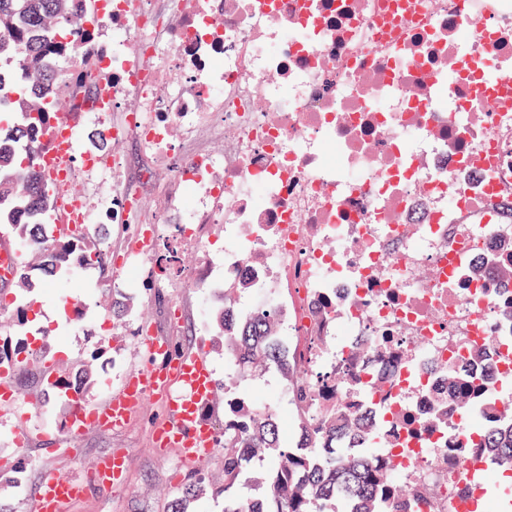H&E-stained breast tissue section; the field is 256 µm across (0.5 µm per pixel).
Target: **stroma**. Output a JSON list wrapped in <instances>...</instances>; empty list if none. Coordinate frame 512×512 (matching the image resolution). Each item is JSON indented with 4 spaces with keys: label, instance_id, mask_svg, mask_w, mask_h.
Returning a JSON list of instances; mask_svg holds the SVG:
<instances>
[{
    "label": "stroma",
    "instance_id": "35a3bbf8",
    "mask_svg": "<svg viewBox=\"0 0 512 512\" xmlns=\"http://www.w3.org/2000/svg\"><path fill=\"white\" fill-rule=\"evenodd\" d=\"M82 285L70 287L68 280L58 282L55 290L36 287L33 298L42 325H51L55 334L49 340L50 359L75 361L89 354L97 342L109 340L110 346L97 362L98 385L91 398L104 402L120 385V373L143 367L147 363L141 338L155 332L164 321L167 301L142 291L135 295L137 312L124 319L112 315L113 295L103 273L91 265L81 272ZM186 332L176 340L179 351L205 353L215 368L216 381H223L224 353L214 327L196 331V314L192 289H182ZM81 317H74V310ZM17 414L50 417L54 430L31 433L26 445L43 462L44 469L65 475L82 473L96 458L120 449L130 459V468L123 485L100 487L89 485L85 495L69 507V512H169L170 501L191 470L203 477L199 495L187 498L185 512H224V450L214 454L197 468L177 467V451L170 448L158 452L153 441L156 424L164 422L167 413L155 395H148L139 414L121 428H93L69 447L59 446L56 431L68 426L70 409L63 397L47 392L35 378L20 382L15 403ZM19 450L0 445V507L5 512H33L34 498L41 481L40 473L28 478L26 494H19L12 479V470Z\"/></svg>",
    "mask_w": 512,
    "mask_h": 512
}]
</instances>
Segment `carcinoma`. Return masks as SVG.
<instances>
[{
    "label": "carcinoma",
    "mask_w": 512,
    "mask_h": 512,
    "mask_svg": "<svg viewBox=\"0 0 512 512\" xmlns=\"http://www.w3.org/2000/svg\"><path fill=\"white\" fill-rule=\"evenodd\" d=\"M81 29L71 15V0H0V62L15 64L21 72L22 84L15 85L11 100L0 96V112H19V126L0 127V137L19 134L13 147L0 146V224H7L21 243H31L32 260L18 265L11 286L26 296L31 288V272L39 270L47 280H54L70 269L73 256L83 264H101L103 253L96 244L82 238L49 236L45 217L53 212V197L46 191L37 169L34 147L20 133L29 126L42 125L54 117L53 104L29 96L32 82L62 83L55 70H40L39 63L47 55L66 60L74 47L65 42L67 31ZM224 352L242 365L258 373L278 368L283 353L269 342L278 321L272 314L240 313L231 299L214 312ZM99 344L90 358L61 371L51 383L55 388L72 390L83 399L94 390V361L103 352ZM32 357L29 338L13 345L0 346V365L24 368ZM457 386L456 403L460 411L475 403L495 406L496 390L479 377L462 376L452 380ZM340 427L365 432L363 424L347 411L322 415L321 428L327 434ZM479 450L507 467H512V419L489 428L478 443ZM252 461H271L275 466L254 486H265L264 493L240 497L224 512H391L390 499L405 489L390 481L388 470L377 465L368 455L346 448L336 449L333 456L322 451L319 439L302 431L299 447L282 445L276 417L269 411L251 408L233 410L224 420V492L235 488L250 489L241 480L246 465Z\"/></svg>",
    "instance_id": "1"
}]
</instances>
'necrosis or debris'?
<instances>
[{
    "label": "necrosis or debris",
    "instance_id": "1",
    "mask_svg": "<svg viewBox=\"0 0 512 512\" xmlns=\"http://www.w3.org/2000/svg\"><path fill=\"white\" fill-rule=\"evenodd\" d=\"M110 47L79 45L58 117L85 143L43 183L64 234L134 225L115 283L180 251L172 287L206 326L247 288L292 377L287 406L333 448H366L411 493L392 512H464L487 412L448 377L512 379V0H73ZM223 141V151L212 148ZM149 162L127 184L126 143ZM96 180L108 214L74 191ZM224 227L223 243L208 225ZM309 394L306 409L293 401ZM340 427L352 428L364 433L363 424L358 421L349 411H337L322 415L321 428L327 434H336V429Z\"/></svg>",
    "mask_w": 512,
    "mask_h": 512
}]
</instances>
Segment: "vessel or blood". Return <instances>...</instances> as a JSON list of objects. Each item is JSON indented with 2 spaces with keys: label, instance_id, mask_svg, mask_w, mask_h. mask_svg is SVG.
Masks as SVG:
<instances>
[{
  "label": "vessel or blood",
  "instance_id": "b4317fda",
  "mask_svg": "<svg viewBox=\"0 0 512 512\" xmlns=\"http://www.w3.org/2000/svg\"><path fill=\"white\" fill-rule=\"evenodd\" d=\"M150 363L136 370L104 403H78L76 433L96 426H116L129 422L140 412L153 388L156 377L166 371L167 348L152 339L145 340ZM184 391L176 395L168 420L156 432L160 447L177 449L183 462L197 464L215 449L212 427L204 409L212 404L216 393L211 360L201 353L182 354L177 362ZM126 471L125 455L113 452L96 459L88 476H65L55 471L44 473L37 495L36 512H64L66 504L85 494L88 480L107 487L122 484Z\"/></svg>",
  "mask_w": 512,
  "mask_h": 512
}]
</instances>
